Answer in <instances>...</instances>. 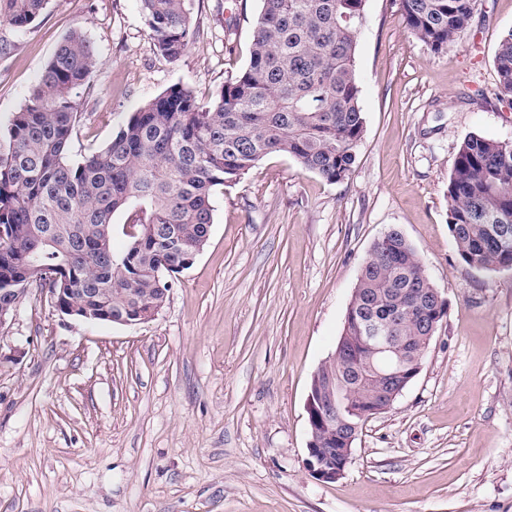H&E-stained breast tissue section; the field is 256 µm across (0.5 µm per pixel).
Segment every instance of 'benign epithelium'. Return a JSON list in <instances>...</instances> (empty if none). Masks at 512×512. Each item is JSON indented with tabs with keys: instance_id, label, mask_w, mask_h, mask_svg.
Returning a JSON list of instances; mask_svg holds the SVG:
<instances>
[{
	"instance_id": "1",
	"label": "benign epithelium",
	"mask_w": 512,
	"mask_h": 512,
	"mask_svg": "<svg viewBox=\"0 0 512 512\" xmlns=\"http://www.w3.org/2000/svg\"><path fill=\"white\" fill-rule=\"evenodd\" d=\"M49 289L54 307L61 314L70 317H82L84 321L110 322L112 318L93 314L82 308L80 302L73 298L70 304H59V298L66 295L73 296L78 292L76 288H48L43 284L41 289ZM30 292L28 288H1L0 295L11 298V302L0 307V329H4L16 314L23 297ZM345 321H354L359 325L365 336L361 337L364 345L369 348L368 361L371 372L376 380V387L372 395L371 408L364 412V419L372 417L391 409L394 401L403 390L415 379L424 366L425 352L437 331L436 322L425 320L421 325L426 331L425 343L422 350L416 349L415 338L412 336L396 335L392 318H371L362 320L356 308V303L349 302ZM344 382L342 378L323 370L314 373L312 392L307 402L309 440L307 444L308 465L313 474L323 482H334L340 479L347 464L353 455V443L361 429L355 427L351 430L336 425L337 439L342 447L333 449L336 453V464L328 465L324 459L327 449L319 447V436L322 429L334 424L336 421V406L343 399Z\"/></svg>"
}]
</instances>
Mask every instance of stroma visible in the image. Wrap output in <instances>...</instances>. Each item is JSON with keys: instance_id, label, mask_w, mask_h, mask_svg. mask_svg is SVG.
Returning <instances> with one entry per match:
<instances>
[{"instance_id": "obj_1", "label": "stroma", "mask_w": 512, "mask_h": 512, "mask_svg": "<svg viewBox=\"0 0 512 512\" xmlns=\"http://www.w3.org/2000/svg\"><path fill=\"white\" fill-rule=\"evenodd\" d=\"M260 0H193L168 62L138 0H48L0 35V131L63 38L90 41L70 153L107 145L176 83L209 100L250 59ZM356 49L363 137L329 183L284 154L214 200L204 250L135 327L66 316L32 291L0 334V512H512V270L457 256L448 178L476 134L512 142L494 58L512 0H476L436 54L396 0H366ZM398 230L448 304L419 375L369 419L332 483L309 472L307 399L334 352L360 267Z\"/></svg>"}]
</instances>
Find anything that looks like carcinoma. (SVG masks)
I'll use <instances>...</instances> for the list:
<instances>
[{"label":"carcinoma","instance_id":"1","mask_svg":"<svg viewBox=\"0 0 512 512\" xmlns=\"http://www.w3.org/2000/svg\"><path fill=\"white\" fill-rule=\"evenodd\" d=\"M48 0H0V27L27 33ZM247 67L208 103L177 83L132 112L112 140L69 158L79 118L75 91L96 58L79 30L60 43L0 143V289L56 276L80 288L88 306L125 314L136 296L165 301L166 276L188 268L209 239L214 197L270 154H286L330 183L348 178L364 132L355 73L365 0H261ZM410 34L444 53L470 27L475 0H398ZM156 51L187 50L192 0H139ZM498 96L512 102V30L496 51ZM136 225L112 248L113 218ZM448 229L459 258L485 270L512 269V142L471 135L448 178ZM358 278L359 303L394 307L403 293L423 299L434 284L414 247L392 229L373 245ZM398 335L421 336L405 313ZM356 346L334 371L352 369Z\"/></svg>","mask_w":512,"mask_h":512}]
</instances>
